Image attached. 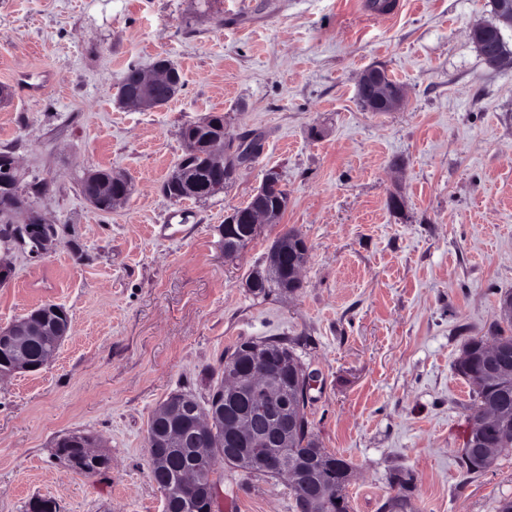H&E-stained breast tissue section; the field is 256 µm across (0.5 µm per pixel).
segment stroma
Instances as JSON below:
<instances>
[{
	"instance_id": "1",
	"label": "stroma",
	"mask_w": 512,
	"mask_h": 512,
	"mask_svg": "<svg viewBox=\"0 0 512 512\" xmlns=\"http://www.w3.org/2000/svg\"><path fill=\"white\" fill-rule=\"evenodd\" d=\"M491 0H0V150L41 181L33 203L59 233L49 257L0 241V328L51 301L71 332L36 372L0 379V512L32 498L61 512H164L148 476L155 408L206 401L224 355L245 341L287 344L318 373L307 415L323 448L349 461V512H379L389 477H414V512H497L512 498V448L480 475L459 453L472 404L455 364L499 320L512 291V75L468 37L494 22ZM183 85L131 111L123 76L158 57ZM382 65L406 104L371 112L360 73ZM221 114L228 138L260 144L205 202L161 187L186 124ZM132 179L103 213L79 180ZM289 194L281 223L225 257L218 228L268 170ZM399 194L400 208L388 205ZM308 247L294 294L252 295L272 242ZM72 433L112 460L86 476L55 456ZM216 512H298L286 479L217 474Z\"/></svg>"
}]
</instances>
